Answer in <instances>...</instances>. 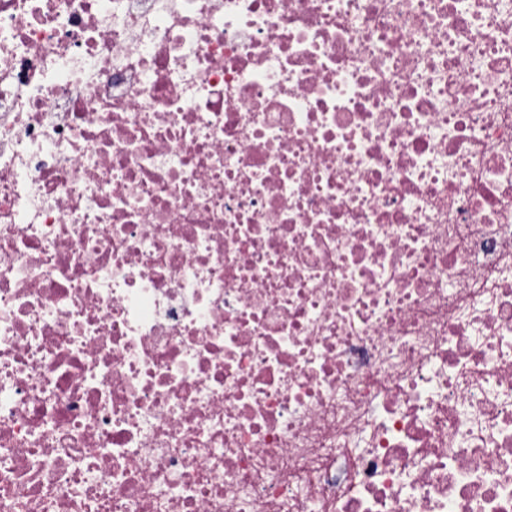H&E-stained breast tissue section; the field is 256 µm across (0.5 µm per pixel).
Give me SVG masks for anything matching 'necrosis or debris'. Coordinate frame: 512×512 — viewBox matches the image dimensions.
Segmentation results:
<instances>
[{
	"instance_id": "4bbe7bcc",
	"label": "necrosis or debris",
	"mask_w": 512,
	"mask_h": 512,
	"mask_svg": "<svg viewBox=\"0 0 512 512\" xmlns=\"http://www.w3.org/2000/svg\"><path fill=\"white\" fill-rule=\"evenodd\" d=\"M0 512H512V0H0Z\"/></svg>"
}]
</instances>
